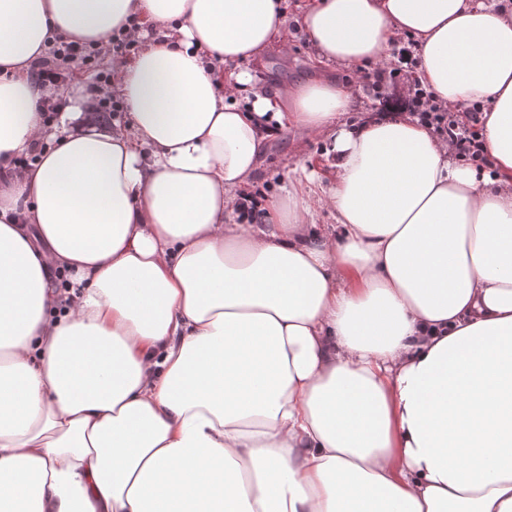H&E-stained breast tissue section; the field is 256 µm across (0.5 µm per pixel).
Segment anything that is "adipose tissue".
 Masks as SVG:
<instances>
[{"instance_id": "1", "label": "adipose tissue", "mask_w": 512, "mask_h": 512, "mask_svg": "<svg viewBox=\"0 0 512 512\" xmlns=\"http://www.w3.org/2000/svg\"><path fill=\"white\" fill-rule=\"evenodd\" d=\"M291 20L321 68L413 51L485 163L328 79L250 90ZM113 33L124 121L80 84L46 123L49 40ZM289 133L322 166L235 221ZM0 512H512V8L0 0Z\"/></svg>"}]
</instances>
